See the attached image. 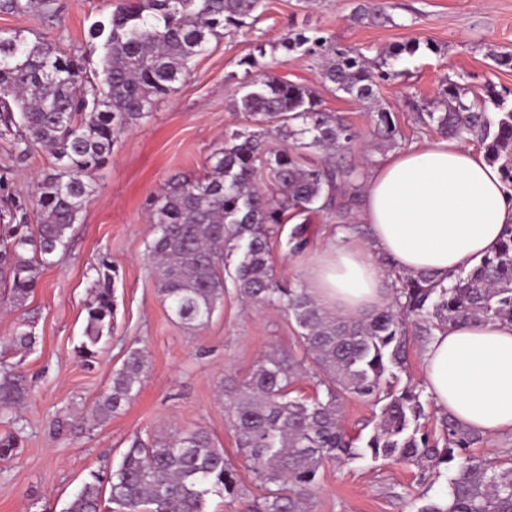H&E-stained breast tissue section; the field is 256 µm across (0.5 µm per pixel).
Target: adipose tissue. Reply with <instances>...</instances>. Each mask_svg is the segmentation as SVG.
Returning <instances> with one entry per match:
<instances>
[{
	"mask_svg": "<svg viewBox=\"0 0 512 512\" xmlns=\"http://www.w3.org/2000/svg\"><path fill=\"white\" fill-rule=\"evenodd\" d=\"M359 220L369 227L367 242L342 239L312 258L306 272L316 301L346 318L392 302L380 257L445 279L494 252L512 224V188L500 167L463 143H427L370 170ZM422 355L439 411L483 435L512 431V323L448 327Z\"/></svg>",
	"mask_w": 512,
	"mask_h": 512,
	"instance_id": "1",
	"label": "adipose tissue"
}]
</instances>
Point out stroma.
Returning <instances> with one entry per match:
<instances>
[{
  "label": "stroma",
  "instance_id": "1",
  "mask_svg": "<svg viewBox=\"0 0 512 512\" xmlns=\"http://www.w3.org/2000/svg\"><path fill=\"white\" fill-rule=\"evenodd\" d=\"M364 0H266L252 25L225 33L199 57L186 81L163 98L147 119L121 134L106 165L92 172L93 192L74 226L66 255L39 273L37 286L20 309L0 311V360L18 366L32 393L16 424L0 422V436L12 434L20 458L0 459V512H64L92 473L116 466L130 439L163 426L207 430L233 457L240 480L251 484V469L237 457L221 392L241 381L261 355L303 349L294 321L279 307L247 308L232 279L224 281V305L201 328L175 321L156 287L148 245L154 237L147 204L172 177L194 178L226 134L251 127L229 99L243 76L242 58L256 44L268 52L261 63L290 80L318 88L326 111L336 112L361 132L350 154L359 166L377 164L388 147L372 143L369 132L379 111L390 112L400 131L398 150L441 141L433 126L418 122L429 102L440 101L448 83L469 95L495 89L512 106V0H380L387 17H358ZM111 0H56L53 17L0 12V31L27 39L44 36L70 53L89 49V29L111 11ZM301 28L321 31L339 48H360L369 60L397 43L419 40L412 55L389 61L394 78L380 82L374 101L322 88L321 62L282 56L280 39ZM297 223L282 224L272 248L279 279L303 280L311 257L330 247L338 234L335 210L311 214L308 244L290 254L286 241ZM106 258L115 268L117 311L112 333L90 362L75 355L86 324L92 264ZM36 321L32 350L11 343L18 322ZM143 349L148 373L139 394L105 424L89 419L112 372L127 352ZM411 464L358 460L322 466L311 495V512H418L425 498H441L445 478L423 490Z\"/></svg>",
  "mask_w": 512,
  "mask_h": 512
}]
</instances>
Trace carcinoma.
Masks as SVG:
<instances>
[{"label": "carcinoma", "instance_id": "carcinoma-1", "mask_svg": "<svg viewBox=\"0 0 512 512\" xmlns=\"http://www.w3.org/2000/svg\"><path fill=\"white\" fill-rule=\"evenodd\" d=\"M263 8L264 0H117L108 18L92 28L88 53L79 56L48 38L0 32V140L9 146L8 161L24 164L39 148L54 159L51 172L27 196L10 190L9 167L0 169V291L8 301L24 306L38 271L66 254L73 224L93 192L86 178L107 161L118 136L175 92L225 29H240ZM0 11L49 15L53 0H0ZM280 46L323 59V83L358 101L372 98L378 81L396 75L383 70L387 60L419 49L416 41L398 45L382 54L374 70L361 49L337 48L306 28L283 37ZM265 55L261 43L241 61L247 69L231 98L232 109L250 117L256 129L226 136L200 176L169 181L149 203L158 292L179 323H209L224 303L227 259L236 251L232 278L241 298L251 306L283 308L300 329L302 356L266 355L224 393L236 455L249 462L260 494L251 495L223 446L204 429L151 439L136 434L118 466L92 475L64 512H101L105 491L122 512H209L212 495L244 499L246 512H309L324 464L366 459L413 464L422 482L429 472H450L446 495L418 512H512V454H476L482 435L446 413L437 418L438 432L421 430L422 391L399 386L410 337L425 345L450 325L512 322V225L497 251L460 270L450 285L382 259L395 301L361 318L338 317L303 284L277 279L271 240L288 212L302 216L334 207L343 229L362 232L350 216L360 201L363 173L338 157L359 133L339 113L324 111L316 88L272 69L252 74ZM443 94L441 105L423 106V124L449 138L479 142L491 163L512 153V107L495 90L470 99L465 88L450 82ZM490 104L499 109L495 121ZM373 134L383 144H398L390 113L377 112ZM271 137L284 145H272ZM305 149L323 153L322 161H310ZM33 210L38 224L30 223ZM305 235L304 225L294 228L289 252L303 251ZM91 270L94 290L76 349L83 362L99 353L116 312V271L105 259ZM12 342L32 349L35 321L22 320ZM147 369L144 352L129 350L91 409L96 424L111 420L138 395ZM304 375L313 382L311 396L294 394ZM29 394L24 373L0 361V416L16 412ZM349 395L379 407L357 423L353 435L340 423Z\"/></svg>", "mask_w": 512, "mask_h": 512}]
</instances>
